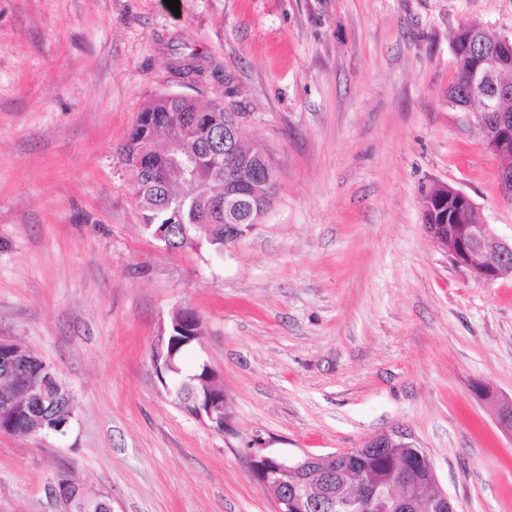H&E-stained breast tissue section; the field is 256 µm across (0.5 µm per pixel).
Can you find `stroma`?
Returning <instances> with one entry per match:
<instances>
[{
    "label": "stroma",
    "mask_w": 512,
    "mask_h": 512,
    "mask_svg": "<svg viewBox=\"0 0 512 512\" xmlns=\"http://www.w3.org/2000/svg\"><path fill=\"white\" fill-rule=\"evenodd\" d=\"M0 0V339L70 386L65 433L0 432V512H55L61 472L112 512H275L254 443L325 455L399 431L457 512H512V277L453 264L420 197L445 182L512 234L495 157L448 104L453 39L512 0ZM210 70L188 85L172 49ZM238 112L278 191L214 255L144 231L117 149L151 98ZM202 321L229 427L188 415L151 347Z\"/></svg>",
    "instance_id": "1"
}]
</instances>
